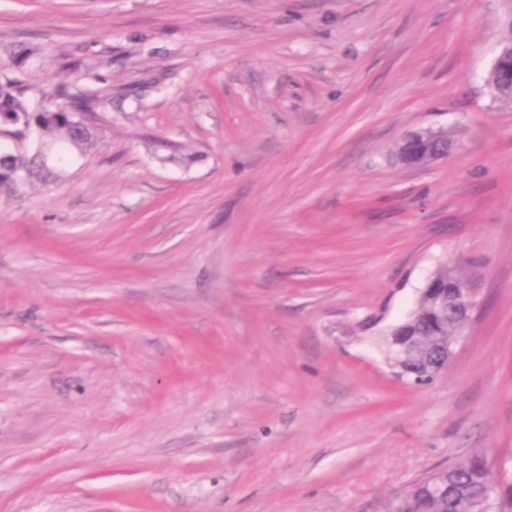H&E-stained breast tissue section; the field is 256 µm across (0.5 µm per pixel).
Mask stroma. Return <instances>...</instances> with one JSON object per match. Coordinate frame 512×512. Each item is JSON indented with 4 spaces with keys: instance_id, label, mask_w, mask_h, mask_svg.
<instances>
[{
    "instance_id": "1",
    "label": "stroma",
    "mask_w": 512,
    "mask_h": 512,
    "mask_svg": "<svg viewBox=\"0 0 512 512\" xmlns=\"http://www.w3.org/2000/svg\"><path fill=\"white\" fill-rule=\"evenodd\" d=\"M502 0H0V59L106 97L0 196V512H390L475 455L512 486ZM443 128L446 158L397 160ZM459 261L446 372L382 341ZM511 57L505 56L500 48L493 60L492 67L497 68L510 61ZM487 86L489 87L492 98L495 102L509 104L512 103V76L500 69H492L487 77Z\"/></svg>"
}]
</instances>
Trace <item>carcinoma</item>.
I'll use <instances>...</instances> for the list:
<instances>
[{"mask_svg": "<svg viewBox=\"0 0 512 512\" xmlns=\"http://www.w3.org/2000/svg\"><path fill=\"white\" fill-rule=\"evenodd\" d=\"M37 52L31 49L0 60V124L25 136L36 129L39 139L28 143L21 160L26 183L38 179L48 183L59 177L60 163L41 155L40 145L57 150L62 158L69 151L81 155L96 148L104 121L105 100L70 85L67 74L77 69L76 63L59 67L60 80L40 79L36 74ZM494 101L512 103V76L492 69L487 77ZM421 148L410 152L398 148L397 158L406 164H422L436 159L440 150L452 144L444 130L428 129L417 134ZM19 172L14 163L0 159V193L14 192ZM437 287L451 285L446 293L423 291L414 310L402 323L400 331L410 337L405 355L393 357L394 365L403 367L407 379L423 378L432 365L448 367V342L462 335L466 312L456 300V289L471 283L457 270L444 266L431 277ZM498 475L481 457L434 471L421 480L396 512H512V499L495 501L494 487Z\"/></svg>", "mask_w": 512, "mask_h": 512, "instance_id": "carcinoma-1", "label": "carcinoma"}]
</instances>
